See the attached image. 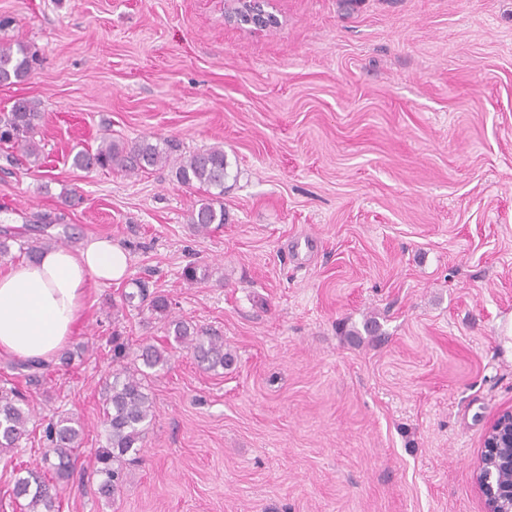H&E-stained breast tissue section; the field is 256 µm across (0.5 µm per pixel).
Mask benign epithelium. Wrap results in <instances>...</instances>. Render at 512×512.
<instances>
[{"label":"benign epithelium","instance_id":"benign-epithelium-1","mask_svg":"<svg viewBox=\"0 0 512 512\" xmlns=\"http://www.w3.org/2000/svg\"><path fill=\"white\" fill-rule=\"evenodd\" d=\"M255 0H226L224 20L240 24L252 11ZM512 458V410L501 413L487 427L483 451L474 471L475 484L485 499L487 512H512V486L497 482L500 464Z\"/></svg>","mask_w":512,"mask_h":512}]
</instances>
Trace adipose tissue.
<instances>
[{
    "label": "adipose tissue",
    "instance_id": "adipose-tissue-1",
    "mask_svg": "<svg viewBox=\"0 0 512 512\" xmlns=\"http://www.w3.org/2000/svg\"><path fill=\"white\" fill-rule=\"evenodd\" d=\"M129 256L108 237L58 247L0 274V351L35 363L53 360L74 336L88 282L126 277Z\"/></svg>",
    "mask_w": 512,
    "mask_h": 512
}]
</instances>
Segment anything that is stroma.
<instances>
[{
    "instance_id": "stroma-1",
    "label": "stroma",
    "mask_w": 512,
    "mask_h": 512,
    "mask_svg": "<svg viewBox=\"0 0 512 512\" xmlns=\"http://www.w3.org/2000/svg\"><path fill=\"white\" fill-rule=\"evenodd\" d=\"M269 2L279 26L252 33L225 0H0L5 37L37 54L0 111L45 109L38 164L0 144V271L49 238L130 257L87 285L70 364L32 382L0 354V387L34 406L35 438L59 415L82 430L61 512H485L473 471L512 408V0ZM105 137L223 145L226 224L193 232L201 193L171 168L72 167ZM191 263L209 278L187 285ZM139 281L233 365L202 371L125 304ZM116 335L128 366L146 343L170 358L108 500L94 452Z\"/></svg>"
}]
</instances>
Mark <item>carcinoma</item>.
Listing matches in <instances>:
<instances>
[{
	"label": "carcinoma",
	"instance_id": "1",
	"mask_svg": "<svg viewBox=\"0 0 512 512\" xmlns=\"http://www.w3.org/2000/svg\"><path fill=\"white\" fill-rule=\"evenodd\" d=\"M33 54L18 44L0 41V85H11L27 79L32 71ZM45 113L36 99L16 100L7 112L0 113V143H12L28 158H39V145L34 141L36 129L43 122ZM171 155L165 148L144 138L132 145L120 146L103 140L95 151H77L72 166L89 170L120 169L129 173L145 171L170 162ZM228 163L221 147L196 152L182 157L175 163V176L182 185L196 187L206 197L192 205L188 215L194 231L205 233L214 224L224 223V180ZM209 277L205 265L190 264L182 271L183 280L194 285ZM147 305L164 321L167 332L173 333L175 341L189 349L198 363L207 370L228 367L233 361L232 353L224 347V340L191 325L189 322L171 317V302L163 295L148 293L140 286L137 293H127L124 300ZM138 359L143 366L152 369L167 362L164 351L154 345L141 347ZM103 400L106 444L95 450V458L101 476L98 492L109 499L121 492L125 478L127 455L137 453L145 427L154 416V403L146 392L142 379L129 369L115 370L112 379L103 381ZM34 413L23 394L11 388H0V453L20 447L30 435L28 424ZM49 448L43 452L45 472L26 471V475L15 478L12 494L15 498L28 500V512H60L58 484L72 476L75 458L72 449L80 447V430L72 426V419L60 417L50 421L44 429Z\"/></svg>",
	"mask_w": 512,
	"mask_h": 512
}]
</instances>
